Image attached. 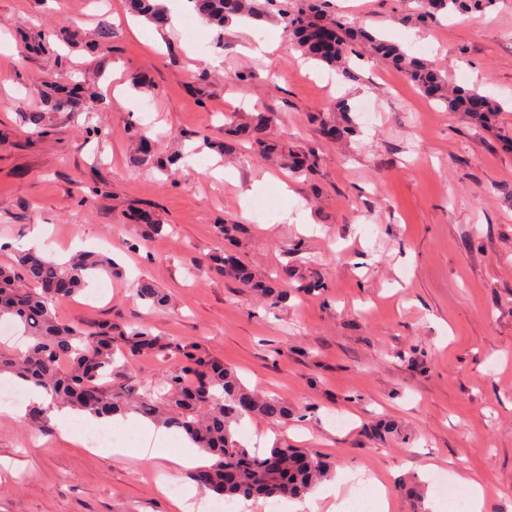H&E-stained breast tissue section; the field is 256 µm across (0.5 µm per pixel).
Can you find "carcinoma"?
I'll return each instance as SVG.
<instances>
[{
  "label": "carcinoma",
  "instance_id": "cac0c4a2",
  "mask_svg": "<svg viewBox=\"0 0 512 512\" xmlns=\"http://www.w3.org/2000/svg\"><path fill=\"white\" fill-rule=\"evenodd\" d=\"M207 23L218 28L239 20L257 21L275 14L305 56L334 69L344 81L356 78L352 57L367 47L380 61L398 69L426 96L443 102L450 112H463L481 127L502 111L493 97L461 86H448L430 61L410 56L401 47L363 26L341 17L330 18L328 0H188ZM403 17L407 25H428L453 13L483 11L495 0H430ZM270 115L259 112L236 124L235 133L255 143L262 154L285 166L292 174L316 169L315 155L283 153L280 145L264 137ZM324 134L337 140L353 132L349 125L329 116L321 119ZM139 163L158 159L159 149L141 132L135 137ZM217 270L264 295L271 306L288 296V291L322 287L315 281L294 286L283 271L278 287L255 280L248 264L237 254L225 251L213 258ZM122 274L112 257L104 252H80L59 264L35 251L16 252L14 263L0 266V319L8 318L23 329L31 343L21 353L0 352V375L9 374L43 388L54 406H69L94 415L135 413L191 439L211 462L194 468L189 478L199 487L228 500L243 497L271 502L300 498L316 483L335 473V463L324 456L305 453L280 444L264 453L241 444L230 429L245 417L279 422L295 415V408L281 398L262 395L244 386L224 361L198 344L155 335L146 326L126 327L102 323L82 327L60 320L58 303L72 299L86 286L89 274ZM136 297L163 308L168 296L149 280H141ZM148 353L177 361L167 372L165 392L155 394L133 385L112 387V369L118 361L128 367Z\"/></svg>",
  "mask_w": 512,
  "mask_h": 512
}]
</instances>
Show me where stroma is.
<instances>
[{"instance_id":"stroma-1","label":"stroma","mask_w":512,"mask_h":512,"mask_svg":"<svg viewBox=\"0 0 512 512\" xmlns=\"http://www.w3.org/2000/svg\"><path fill=\"white\" fill-rule=\"evenodd\" d=\"M331 5L450 82L481 84L502 112L478 127L366 54L353 81L302 70L274 22L167 29L130 0H0L11 37L0 47V263L36 227L53 260L108 251L122 276L97 275L58 317L200 343L249 388L299 407L276 429L244 420L240 442L277 440L383 475L391 512H448L449 498L468 496L458 468L483 486V512H512V0L426 27L399 21L414 0ZM259 39L277 44L264 60L244 51ZM340 100L376 105L375 123L327 139L311 116ZM255 112L274 114L288 149L316 153L315 174L292 176L246 146L218 156L225 124ZM138 130L181 156L176 174L135 161ZM135 210L173 234L141 237ZM224 221L243 225L237 250L258 275L286 267L326 290L272 309L218 271L191 276L223 248ZM142 276L170 294L167 308L136 298ZM143 446L142 458L92 452L56 422L0 411V512H176L170 482L214 503L169 461L182 437ZM429 461L435 474L421 471ZM405 481L423 485L421 505Z\"/></svg>"}]
</instances>
